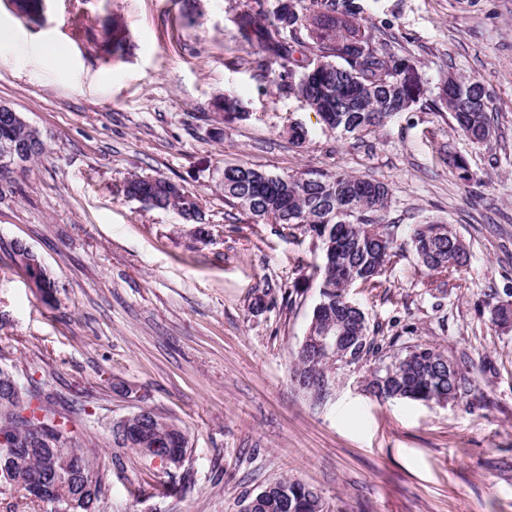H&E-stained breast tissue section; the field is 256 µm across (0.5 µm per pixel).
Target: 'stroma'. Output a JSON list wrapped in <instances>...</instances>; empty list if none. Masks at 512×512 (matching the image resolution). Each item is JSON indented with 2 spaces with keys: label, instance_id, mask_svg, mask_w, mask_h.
I'll return each instance as SVG.
<instances>
[{
  "label": "stroma",
  "instance_id": "stroma-1",
  "mask_svg": "<svg viewBox=\"0 0 512 512\" xmlns=\"http://www.w3.org/2000/svg\"><path fill=\"white\" fill-rule=\"evenodd\" d=\"M361 2L422 77L482 79L489 142L471 143L423 100L360 141L323 128L300 98L239 64L240 0H201L195 13L187 0H49L36 22L0 0V25L16 37L0 48V102L47 148L0 178V366L72 400L68 427L105 485L100 512H238L242 494L282 478L316 490L326 512H512V332L495 331L481 305L490 292L512 300V0ZM113 17L129 36L121 58L101 48ZM52 46L66 66L44 57ZM226 94L246 119L213 109ZM294 123L308 129L299 147ZM445 145L466 158L470 182L444 161ZM238 162L378 179L402 227L445 222L471 254L438 290L408 251L384 287L354 288L383 351L333 371L324 400L291 375L321 253L301 227L257 224L225 203L222 170ZM132 173L197 196L205 235L126 198ZM17 243L52 272L51 299L12 263ZM265 288L273 304L253 310ZM420 340L464 357L467 395L372 398L371 372ZM143 406L186 434L173 474L113 448L110 423Z\"/></svg>",
  "mask_w": 512,
  "mask_h": 512
}]
</instances>
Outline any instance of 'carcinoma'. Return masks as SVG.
Masks as SVG:
<instances>
[{
	"mask_svg": "<svg viewBox=\"0 0 512 512\" xmlns=\"http://www.w3.org/2000/svg\"><path fill=\"white\" fill-rule=\"evenodd\" d=\"M237 38L253 49L254 58L241 63L261 78L279 66L280 86L301 98L320 122L341 136L363 137L382 128L392 117L407 112L423 98H430L437 112L451 113L455 129L473 143L489 141L495 133L489 105L492 93L476 77L443 72L435 86L423 80L411 85L399 80L406 58L395 51V37L367 25L358 0H244L237 14ZM106 54L121 57L127 50V34L113 18L102 26ZM301 57H295V53ZM305 69L292 80L293 68ZM30 130L17 120L0 117V146H20L19 161L29 162L45 153V146L27 144ZM224 199L248 212L254 222L296 224L319 241L326 267L322 268L320 299L310 322L318 334L331 327L342 335L356 365L378 353L376 332L350 298L356 285L380 288L389 271L398 244L400 225L388 212L391 194L387 184L348 172H310L301 175L272 174L246 164L224 166ZM126 197L151 196L156 208L179 213L187 224H201L204 216L199 199L176 182L158 176L151 184L139 174L123 184ZM406 245L423 274L434 280L467 266L469 255L463 239L439 221L411 225ZM483 305L490 323L501 328L512 324V302L488 295ZM341 364L338 352L328 350L317 358L297 353L293 376L312 397L325 398L329 371ZM470 386L462 362L432 344L405 347L404 353L371 374L368 387L380 400L409 399L435 404L455 402ZM42 398L41 410L50 418L57 414L53 396L22 388L12 405H0V436L27 438L32 423L19 407L30 394ZM162 447L171 454L188 448L181 429L164 434ZM42 461L32 457L18 470L34 482L41 475ZM241 502L252 504L250 512H324L321 496L306 484L281 479Z\"/></svg>",
	"mask_w": 512,
	"mask_h": 512,
	"instance_id": "obj_1",
	"label": "carcinoma"
}]
</instances>
